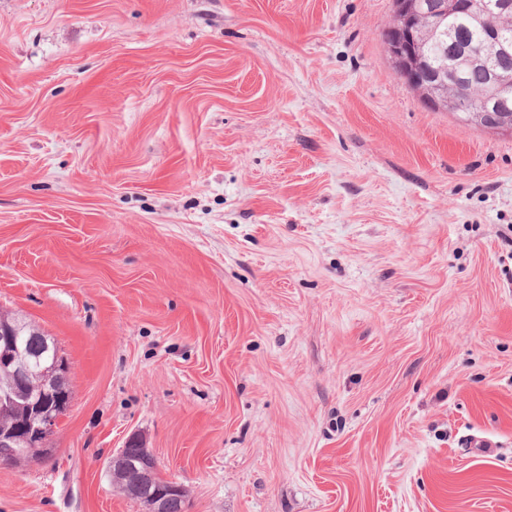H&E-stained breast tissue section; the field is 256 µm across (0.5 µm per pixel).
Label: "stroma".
<instances>
[{
    "label": "stroma",
    "mask_w": 512,
    "mask_h": 512,
    "mask_svg": "<svg viewBox=\"0 0 512 512\" xmlns=\"http://www.w3.org/2000/svg\"><path fill=\"white\" fill-rule=\"evenodd\" d=\"M393 0H0V311L71 407L0 512H512V135ZM489 441L490 449L480 448ZM130 445V441L126 442L119 450L124 463L120 458L118 459L117 466L122 464V467L115 475L116 480L121 482L134 496L147 500L150 512H169V505L173 499H183L185 502L187 491L182 484L174 480L163 479L154 486L145 484L144 478L156 472L155 456L150 448L141 447L135 454L123 455L124 450L130 448ZM130 450L134 451L135 448H130ZM124 486L120 487L127 492Z\"/></svg>",
    "instance_id": "1"
}]
</instances>
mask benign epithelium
I'll return each instance as SVG.
<instances>
[{
  "mask_svg": "<svg viewBox=\"0 0 512 512\" xmlns=\"http://www.w3.org/2000/svg\"><path fill=\"white\" fill-rule=\"evenodd\" d=\"M465 15L486 31L482 45L457 49L442 67L433 65L428 54L430 43L447 32L448 19ZM509 20L508 5L495 0H394V20L386 30L387 54L393 69L403 83L429 105L461 116L466 127H480L496 132L512 133V74L486 68V62L512 50V43L503 39L501 32L489 25L491 17ZM486 69V83L478 91L482 110L472 111L464 100L451 90L449 80L463 76L468 70ZM27 322L0 314V367L11 376L12 382L0 389V407L21 408L20 417L0 423V464L11 465L29 455L46 454L50 440L70 409L72 395L65 384L70 366L54 340L44 343L49 355L44 367L41 386L37 393L27 387V378L33 372L34 357L25 348L22 336ZM115 478L132 494L149 503L150 512H169L173 499H186L185 487L170 479L154 485L144 478L156 472L157 462L148 448L126 456Z\"/></svg>",
  "mask_w": 512,
  "mask_h": 512,
  "instance_id": "1",
  "label": "benign epithelium"
}]
</instances>
